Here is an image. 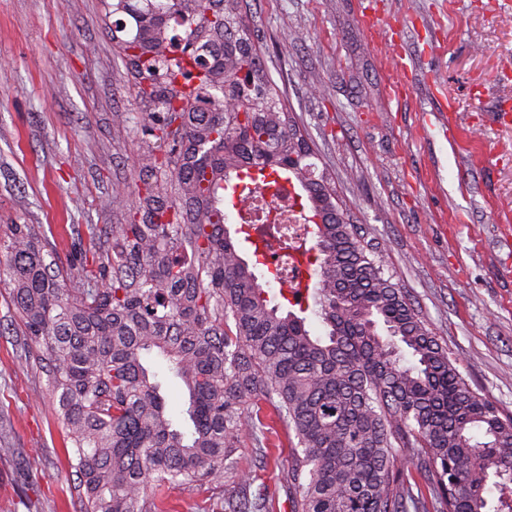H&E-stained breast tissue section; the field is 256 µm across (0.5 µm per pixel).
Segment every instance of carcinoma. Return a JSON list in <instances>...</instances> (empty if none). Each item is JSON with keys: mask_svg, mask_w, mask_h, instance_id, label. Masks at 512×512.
I'll return each instance as SVG.
<instances>
[{"mask_svg": "<svg viewBox=\"0 0 512 512\" xmlns=\"http://www.w3.org/2000/svg\"><path fill=\"white\" fill-rule=\"evenodd\" d=\"M111 7L135 26L118 46L147 135L133 190L117 193L126 223L85 225L75 264L36 224L0 236V285L47 376L79 512H159L168 489L223 479L245 432L267 458L249 411L261 399L296 439L290 512H512V418L469 386L316 174L242 0ZM290 178L302 214L321 218L297 256L309 292L297 312L259 282L267 252L251 232L226 226L233 198L275 197ZM313 306L324 337L307 328ZM168 373L187 394L185 430L167 410ZM415 455L427 497L405 477ZM251 487L241 480L226 510L268 512Z\"/></svg>", "mask_w": 512, "mask_h": 512, "instance_id": "1", "label": "carcinoma"}]
</instances>
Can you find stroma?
I'll return each instance as SVG.
<instances>
[{"mask_svg": "<svg viewBox=\"0 0 512 512\" xmlns=\"http://www.w3.org/2000/svg\"><path fill=\"white\" fill-rule=\"evenodd\" d=\"M248 0L262 58L331 177L351 224L382 257L472 389L512 417V0ZM104 0H0V224L42 225L62 261L83 224L131 185L141 110ZM0 287V512H76L77 480L45 391L21 355ZM223 484L175 487L166 512H203L241 477L286 512L293 438L270 406Z\"/></svg>", "mask_w": 512, "mask_h": 512, "instance_id": "1", "label": "stroma"}]
</instances>
